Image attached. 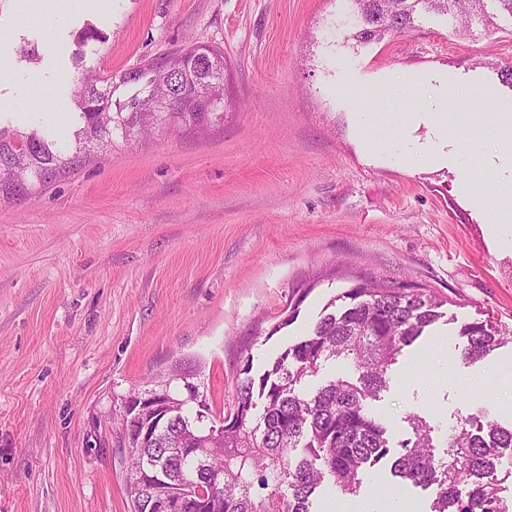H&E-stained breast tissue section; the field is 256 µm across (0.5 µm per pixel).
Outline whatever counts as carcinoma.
<instances>
[{
	"label": "carcinoma",
	"instance_id": "obj_1",
	"mask_svg": "<svg viewBox=\"0 0 512 512\" xmlns=\"http://www.w3.org/2000/svg\"><path fill=\"white\" fill-rule=\"evenodd\" d=\"M350 37L366 43L398 35L423 14L448 19L467 36L473 25L495 27L512 19V0H349ZM493 11H488V4ZM99 35L76 34L75 62ZM200 47L136 69L104 73L85 69L72 102L76 129L61 145L41 130L0 122V198L26 197L119 143L165 127L194 131L224 122L205 101L224 97V51ZM125 89L121 98L115 97ZM443 300L422 288L367 280L333 296L306 334L252 375L251 355L237 372L235 403L224 415V433L209 436L204 410L215 419L207 392L170 388L161 434L131 448L127 489L131 512H153L160 496L189 494L185 512H318V491L330 485L343 496L360 494L376 467L401 485L434 488L429 512H512V425L504 427L480 408L457 419L444 445L424 417H406L404 438L394 442L374 403L390 383V370L406 348L443 316ZM455 357L471 365L509 339L483 321L460 326ZM347 373L318 386L311 379L329 363ZM261 492H254V486Z\"/></svg>",
	"mask_w": 512,
	"mask_h": 512
}]
</instances>
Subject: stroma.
<instances>
[{"label": "stroma", "instance_id": "35a3bbf8", "mask_svg": "<svg viewBox=\"0 0 512 512\" xmlns=\"http://www.w3.org/2000/svg\"><path fill=\"white\" fill-rule=\"evenodd\" d=\"M32 22L0 0V118L40 115L69 140L80 75L73 35L93 25L84 64L121 71L192 43L220 47L224 123L160 132L92 158L23 200H0V512H130L126 398L173 365L199 374L215 413L234 405L236 371L254 372L359 278L444 300L447 323L421 345L453 347L454 326L484 320L512 336V223L501 182L512 159L489 128L512 102V20L466 39L422 15L380 41L349 39L347 0H50ZM37 47L31 66L22 46ZM431 74L457 93L448 145L425 165L395 159L435 135L427 92L376 83ZM479 139L474 155L465 143ZM309 294L280 327L292 295ZM375 409L395 438L418 413L446 432L486 409L512 422V348L472 366H393Z\"/></svg>", "mask_w": 512, "mask_h": 512}]
</instances>
